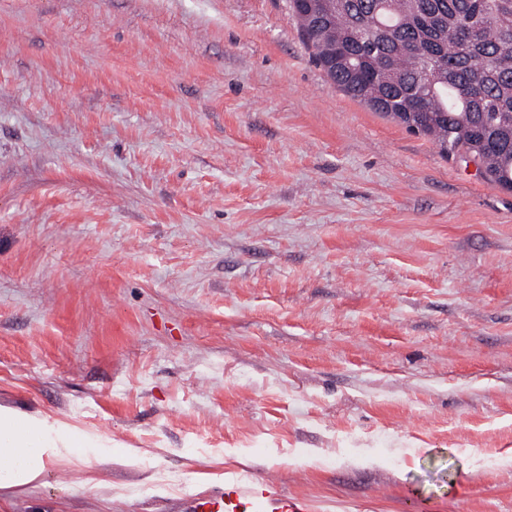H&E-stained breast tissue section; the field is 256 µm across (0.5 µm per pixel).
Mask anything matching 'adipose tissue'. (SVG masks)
Here are the masks:
<instances>
[{
  "instance_id": "obj_1",
  "label": "adipose tissue",
  "mask_w": 512,
  "mask_h": 512,
  "mask_svg": "<svg viewBox=\"0 0 512 512\" xmlns=\"http://www.w3.org/2000/svg\"><path fill=\"white\" fill-rule=\"evenodd\" d=\"M88 435L68 425L0 406V490L45 486L52 468L88 465Z\"/></svg>"
}]
</instances>
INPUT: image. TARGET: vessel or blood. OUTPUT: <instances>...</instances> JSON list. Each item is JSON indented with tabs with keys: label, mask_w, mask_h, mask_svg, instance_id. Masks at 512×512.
<instances>
[{
	"label": "vessel or blood",
	"mask_w": 512,
	"mask_h": 512,
	"mask_svg": "<svg viewBox=\"0 0 512 512\" xmlns=\"http://www.w3.org/2000/svg\"><path fill=\"white\" fill-rule=\"evenodd\" d=\"M191 512H313V506L307 498L288 494L276 483L239 477L195 497Z\"/></svg>",
	"instance_id": "vessel-or-blood-1"
}]
</instances>
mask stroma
Returning a JSON list of instances; mask_svg holds the SVG:
<instances>
[{
    "instance_id": "35a3bbf8",
    "label": "stroma",
    "mask_w": 512,
    "mask_h": 512,
    "mask_svg": "<svg viewBox=\"0 0 512 512\" xmlns=\"http://www.w3.org/2000/svg\"><path fill=\"white\" fill-rule=\"evenodd\" d=\"M0 512H512V191L330 82L284 0H0ZM91 447L88 435L62 422L0 406V490L44 487L63 464L92 467ZM190 512H313L310 501L288 495L276 483L254 477L224 480V487L199 495Z\"/></svg>"
}]
</instances>
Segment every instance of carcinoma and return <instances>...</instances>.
Returning <instances> with one entry per match:
<instances>
[{"label": "carcinoma", "instance_id": "obj_1", "mask_svg": "<svg viewBox=\"0 0 512 512\" xmlns=\"http://www.w3.org/2000/svg\"><path fill=\"white\" fill-rule=\"evenodd\" d=\"M345 94L512 190V0H286Z\"/></svg>", "mask_w": 512, "mask_h": 512}]
</instances>
